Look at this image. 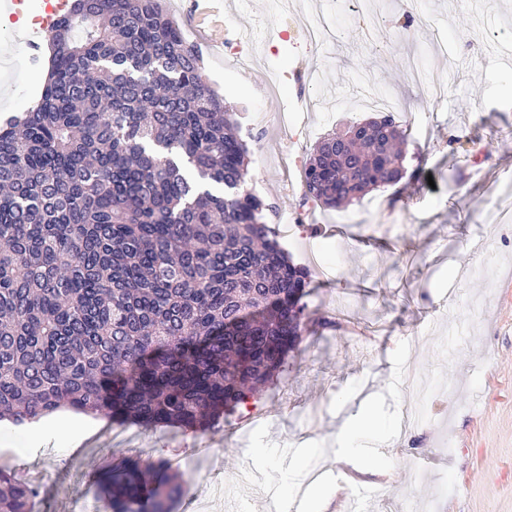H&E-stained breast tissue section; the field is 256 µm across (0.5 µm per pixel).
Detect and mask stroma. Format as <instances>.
Listing matches in <instances>:
<instances>
[{
  "label": "stroma",
  "instance_id": "1",
  "mask_svg": "<svg viewBox=\"0 0 512 512\" xmlns=\"http://www.w3.org/2000/svg\"><path fill=\"white\" fill-rule=\"evenodd\" d=\"M223 0L218 16L246 37L248 63L203 43L190 0H163L199 45L211 88L237 112L248 146L247 187L286 227L300 178L324 134L395 101L407 130L406 177L361 200L320 210L298 263L316 250L302 336L263 392L192 434L116 424L62 433V413L29 427L0 424V460L37 490L34 512H98L100 477L122 458H165L187 502L206 512H267L288 478L305 512L310 471L333 512H512V229L494 222V188L512 187V0ZM324 31L312 44L301 19ZM0 73V120L34 105L48 61L11 40ZM429 380L417 422L403 369ZM371 407L381 425L361 454L337 455L338 426ZM301 471H294V464Z\"/></svg>",
  "mask_w": 512,
  "mask_h": 512
}]
</instances>
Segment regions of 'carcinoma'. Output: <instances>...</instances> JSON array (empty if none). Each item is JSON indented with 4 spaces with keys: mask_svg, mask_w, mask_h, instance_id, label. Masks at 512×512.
<instances>
[{
    "mask_svg": "<svg viewBox=\"0 0 512 512\" xmlns=\"http://www.w3.org/2000/svg\"><path fill=\"white\" fill-rule=\"evenodd\" d=\"M34 107L0 122V421L60 411L202 426L257 395L300 337L309 271L245 189L247 147L161 0H71ZM314 148L336 209L399 181L391 115ZM105 512H171L166 460L112 464ZM34 490L0 470V512Z\"/></svg>",
    "mask_w": 512,
    "mask_h": 512,
    "instance_id": "1",
    "label": "carcinoma"
}]
</instances>
